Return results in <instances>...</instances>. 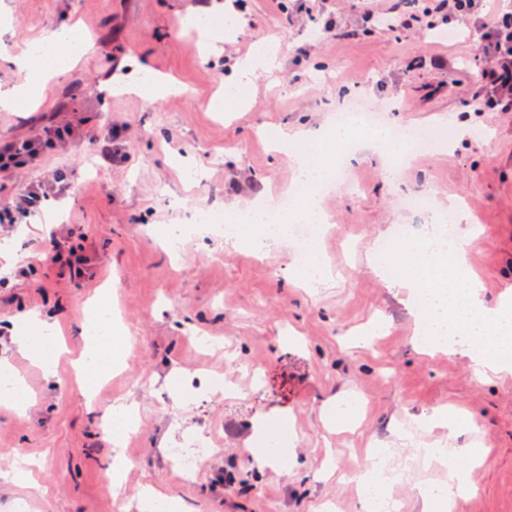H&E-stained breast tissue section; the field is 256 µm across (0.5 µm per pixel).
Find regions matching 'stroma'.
<instances>
[{"mask_svg":"<svg viewBox=\"0 0 512 512\" xmlns=\"http://www.w3.org/2000/svg\"><path fill=\"white\" fill-rule=\"evenodd\" d=\"M326 4L342 37L315 35L300 0H228L240 33L205 41L192 21L211 0H0V83H23L8 59L46 29L75 22L91 44L42 101L0 110V136L26 139L56 122L77 130L20 173H0V199L55 170L73 174L49 199L50 223L0 227V269L11 273L0 321L37 312L64 336L50 375L16 337L0 341L32 394L19 411L0 404V512H139L135 495L147 487L168 495L173 512H366L358 472L380 448L406 473L390 499L420 512L421 489L447 470L415 450L444 442L459 450L464 478L450 512H512V373L478 380L467 357L420 353L406 292L372 262L396 226L413 237L432 231L404 196L453 197L472 217L455 230L476 238L465 267L484 303L512 301V112L486 111L476 94L481 34L472 26L449 43L428 29L365 23L347 0ZM260 40L273 41L276 68L253 73L244 107L215 111ZM141 72L180 90L126 92ZM353 96L384 107L389 125L444 128L449 138L397 168L369 147L354 150L351 184L321 192L327 283L301 285L296 243L258 249L248 228L234 245L198 230L165 242L196 204L234 213L287 191L299 157L335 150L325 131ZM114 130L126 161H92L95 139ZM53 234L85 247L83 278L60 283L39 262L36 247ZM103 288L129 345L119 370L87 393L76 372L81 323ZM210 374L231 393L209 392ZM116 401L136 413L118 444L105 425ZM436 411L447 428L430 423ZM261 420L267 433L257 438ZM205 431L221 452L186 477L168 451ZM249 438L260 452L277 443L275 467H252L242 452ZM118 452L132 463L114 486ZM19 455L38 463L34 487L7 479Z\"/></svg>","mask_w":512,"mask_h":512,"instance_id":"obj_1","label":"stroma"}]
</instances>
